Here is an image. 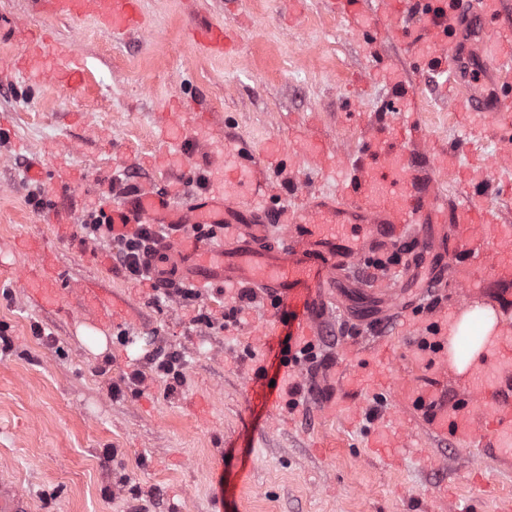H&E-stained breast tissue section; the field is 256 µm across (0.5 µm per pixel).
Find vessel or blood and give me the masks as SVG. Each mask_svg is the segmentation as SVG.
<instances>
[{
    "instance_id": "1",
    "label": "vessel or blood",
    "mask_w": 512,
    "mask_h": 512,
    "mask_svg": "<svg viewBox=\"0 0 512 512\" xmlns=\"http://www.w3.org/2000/svg\"><path fill=\"white\" fill-rule=\"evenodd\" d=\"M58 17L93 18L121 34L141 25L140 0H45ZM351 25L374 11L376 27L399 40L414 39L430 50L414 60L415 71H455L458 33L476 22L477 35L488 40L500 20L502 0H337ZM425 15L427 22L409 34L400 20L406 11ZM491 72L503 90L491 97L463 98L472 112L512 115V48L496 54ZM386 111L376 113L371 133L337 198L308 196L297 209L266 207L265 175L251 154L239 155L235 169L224 179L212 180L208 191L186 208L174 207L168 195L144 188L99 208L113 233L131 235L142 224H164L169 237L158 245L167 265L190 285L209 288L217 282L243 285L257 295L283 303L302 299L304 313L294 326L293 341H315L330 316V288L365 261L368 254L391 246L403 250V290H392L384 317L408 313L417 302L410 285L435 292L456 277L463 287L484 273H492L512 298V226L498 223L495 215L472 201L449 199L441 190L448 172V157L432 159L418 144L419 129L397 125L394 115L415 98L404 81H396ZM189 224H220L227 228L221 247L204 245L188 237ZM282 225L279 240H271V225ZM64 274L21 280L35 291L37 302H56ZM489 373H476L468 398L456 407L432 388L406 385L390 393L386 412L370 435L374 452H383L403 410L420 411L428 432L452 437L463 446L467 464L483 459L485 444H495L512 456V327L503 330L491 352ZM293 362L283 361L276 381L280 391L271 404L272 417L283 416L288 400L283 392L296 381ZM0 512H30L27 499L16 486L0 480Z\"/></svg>"
}]
</instances>
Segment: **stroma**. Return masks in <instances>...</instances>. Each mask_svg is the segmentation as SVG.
I'll return each instance as SVG.
<instances>
[{
    "instance_id": "obj_1",
    "label": "stroma",
    "mask_w": 512,
    "mask_h": 512,
    "mask_svg": "<svg viewBox=\"0 0 512 512\" xmlns=\"http://www.w3.org/2000/svg\"><path fill=\"white\" fill-rule=\"evenodd\" d=\"M140 10L145 28L116 36L90 18L0 0V32L50 33L48 67L60 47L86 68L76 90L49 76L36 84L9 69L18 43L0 40V475L33 512H169L174 502L181 512H498L512 500V459L496 460L495 448H485L474 483L457 441L428 436L408 412L411 444L393 448L389 468L368 447V412L379 404L370 385L351 395L361 410L355 426L320 408L323 374L347 369L399 374L457 403L469 379L417 356L429 317L459 313L456 288L418 326L392 321V346L375 361L361 351L370 328L348 316L351 288L338 282L337 311L317 342L321 363L300 365L297 405L273 420L245 372L266 354L257 329L282 306L242 303L222 287L158 298L81 231L108 193L150 187L188 205L207 189L210 155L230 168L246 148L280 152L269 173L273 205L296 207L301 189L336 194L343 166L322 173L290 140L303 128L334 140L341 157L356 156L363 121L390 94L382 69L405 60L398 42L368 43L326 0H141ZM211 23L229 31L227 52L192 40L193 28ZM468 51L456 78L416 76V108L400 118L420 122L432 143L459 146L458 168L479 173L501 160L504 144L492 114L466 121L448 105L452 85L480 97L497 90L482 44ZM36 159L41 180L28 174ZM33 238L66 274L52 308L15 285L34 264ZM92 285L106 300H88ZM99 334L101 355L92 350ZM157 349L183 355L180 384L156 371ZM136 372L142 382H131Z\"/></svg>"
}]
</instances>
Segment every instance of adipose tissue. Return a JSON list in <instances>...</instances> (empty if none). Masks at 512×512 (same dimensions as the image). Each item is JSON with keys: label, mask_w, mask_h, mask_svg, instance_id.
I'll use <instances>...</instances> for the list:
<instances>
[{"label": "adipose tissue", "mask_w": 512, "mask_h": 512, "mask_svg": "<svg viewBox=\"0 0 512 512\" xmlns=\"http://www.w3.org/2000/svg\"><path fill=\"white\" fill-rule=\"evenodd\" d=\"M502 324L488 305L463 309L448 329V366L458 376H466L473 364L500 334Z\"/></svg>", "instance_id": "ef3b65f1"}]
</instances>
